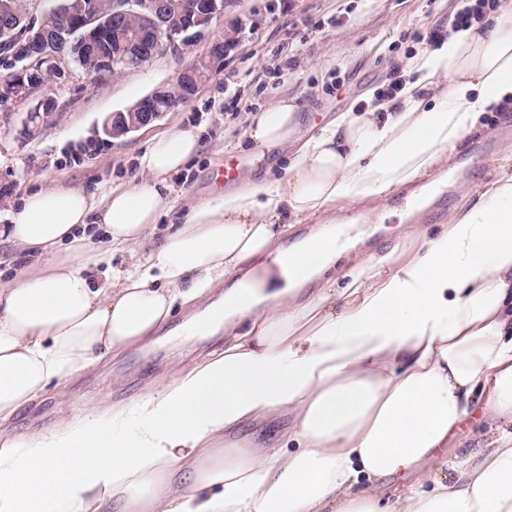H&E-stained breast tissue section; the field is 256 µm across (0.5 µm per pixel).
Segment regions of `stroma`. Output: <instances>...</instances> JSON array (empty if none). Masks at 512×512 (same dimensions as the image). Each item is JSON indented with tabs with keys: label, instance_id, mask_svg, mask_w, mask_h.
Wrapping results in <instances>:
<instances>
[{
	"label": "stroma",
	"instance_id": "stroma-1",
	"mask_svg": "<svg viewBox=\"0 0 512 512\" xmlns=\"http://www.w3.org/2000/svg\"><path fill=\"white\" fill-rule=\"evenodd\" d=\"M460 6V0H241L239 11L247 19L244 40L223 71L178 111L109 143L97 133L104 117L172 84L195 54L205 51L206 40H199L194 54L158 57L143 68L95 82L72 61H65L61 75L50 78L27 100L0 103V228L20 198L39 189L60 185L98 195L142 181L137 159L146 146L169 131L193 129L200 135V148L185 170L169 180L171 206L157 226L158 234H165L191 205L226 191V184L216 183L215 176L228 157L243 162L237 177L241 184L269 182L283 175L296 143L261 156L246 145L249 119L259 106L282 99L297 102L303 135H316L369 93H384L393 67L421 49L413 33L447 22ZM228 84L241 98L234 111L226 106ZM46 96L55 98L57 115L26 134V113ZM486 140L494 143L491 154L461 171L459 157L468 144ZM511 162L512 109L483 113L478 130L467 136L447 163L411 189H397L382 201L357 208L362 221L345 230L334 269L337 281L384 252L405 255L414 232H439L452 216L471 207L500 167ZM437 178L448 186L446 199L440 201L431 190ZM383 239L391 241L390 250L380 249ZM223 294V289L215 288L193 304L177 306L167 333L107 355L67 382L51 384L0 428L24 434L90 408L131 403L161 380L170 364L188 370L207 354L223 350V335L202 338L179 333L187 319Z\"/></svg>",
	"mask_w": 512,
	"mask_h": 512
}]
</instances>
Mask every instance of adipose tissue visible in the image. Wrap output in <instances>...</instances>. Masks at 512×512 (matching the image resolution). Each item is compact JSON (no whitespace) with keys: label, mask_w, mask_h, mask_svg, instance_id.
I'll return each instance as SVG.
<instances>
[{"label":"adipose tissue","mask_w":512,"mask_h":512,"mask_svg":"<svg viewBox=\"0 0 512 512\" xmlns=\"http://www.w3.org/2000/svg\"><path fill=\"white\" fill-rule=\"evenodd\" d=\"M512 100V0L490 26L450 32L406 63L405 81L302 138L296 103L251 118L262 152L296 138L283 177L194 204L163 237L169 175L199 150L190 129L152 140L148 181L96 196H23L4 233L39 267L0 283V422L97 355L150 340L179 301L227 280L191 336L224 348L110 414L0 430V512H512V167L478 203L406 257L329 276L335 235L282 247L288 227L377 201L425 177ZM103 242H94L93 225ZM136 256L111 283L88 274ZM481 413L492 436L455 459L452 483L423 471ZM286 417L288 447H225L247 422ZM394 481L392 499L375 484Z\"/></svg>","instance_id":"adipose-tissue-1"}]
</instances>
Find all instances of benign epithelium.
Returning <instances> with one entry per match:
<instances>
[{"label": "benign epithelium", "instance_id": "7a95c632", "mask_svg": "<svg viewBox=\"0 0 512 512\" xmlns=\"http://www.w3.org/2000/svg\"><path fill=\"white\" fill-rule=\"evenodd\" d=\"M240 0H59L56 12L67 22L62 30L78 35L75 57L80 59L85 75L99 80L121 69H138L164 55L190 54L204 32L216 21L236 14ZM137 19L135 28L126 22ZM21 15L12 0H0V37L14 42L13 59L20 63L14 79L0 85V98L22 101L40 87L36 74L43 66L60 67L64 49L55 44L66 41L62 36H49L44 28L23 25ZM112 32V48L99 46L103 30ZM235 37L232 30L214 35L205 53L197 56L193 65L181 70L176 82L191 94L217 74L229 53L228 40ZM167 102L161 108V102ZM56 100L47 96L27 113L23 126L56 114ZM168 102L165 88L160 87L144 96L125 111L110 113L107 131L114 139L148 127L167 113L175 112Z\"/></svg>", "mask_w": 512, "mask_h": 512}]
</instances>
